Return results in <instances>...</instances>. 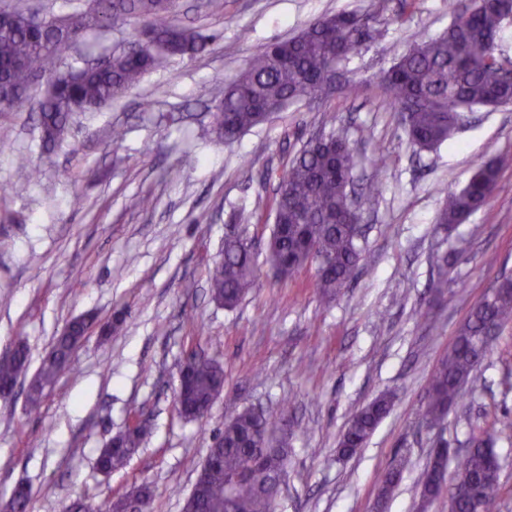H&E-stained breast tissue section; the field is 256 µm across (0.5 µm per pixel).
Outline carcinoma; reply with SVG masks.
<instances>
[{
    "label": "carcinoma",
    "instance_id": "cac0c4a2",
    "mask_svg": "<svg viewBox=\"0 0 512 512\" xmlns=\"http://www.w3.org/2000/svg\"><path fill=\"white\" fill-rule=\"evenodd\" d=\"M170 0H92V5L62 17L38 18L19 7L0 9V112H10L34 78L53 67L66 48L87 30L112 23L125 14L140 17L151 31L167 34L164 23ZM453 16L440 36L413 41L376 82L386 105L399 115L410 145L433 150L448 140L464 119L479 107L512 104V86L501 79V60L512 27V0H472L460 9L448 0ZM381 20L371 12L338 11L312 21L290 39H274L246 62L241 72L224 85V99L210 113L218 137L233 140L265 121L268 112L307 99L324 101L347 82L346 65L356 55L363 37L375 39ZM185 37L170 53L153 54L135 44L112 57L104 69H85L79 76L60 72L49 84L37 110L42 141H62L74 115L105 108L137 84L149 70L176 56L193 57L205 48V36L186 29ZM355 159L342 133L330 130L312 136L291 160L267 207L279 231L268 246L267 262L288 276L316 265L314 288L332 298L350 282L359 262L358 237L352 224L355 204L351 184ZM500 165L496 160L478 164L466 184L444 192L437 223L451 230L484 208L495 188ZM257 266L251 241L244 236L224 240V251L208 271L214 302L226 308L237 305L254 286ZM97 321L83 315L56 337L34 376L29 406H39L43 390L66 368L70 355ZM512 323V280L491 288L471 309L455 336V343L436 369L430 383L424 420L442 427L461 391L478 370L474 352L483 336L498 333ZM30 366L24 342L0 362V386L11 388L26 376ZM186 383L177 394L178 412L198 420L220 394L224 369L212 360L191 364L183 373ZM393 396L382 394L356 412L341 435L339 453L352 456L362 448L390 412ZM280 417L244 409L231 415L215 437L209 455L218 459L211 469L198 472L196 494L186 498L184 512H275L274 496L287 472L288 449L268 447L265 435ZM145 425L132 422L120 437L122 447L107 442L98 456L101 469L123 467L146 436ZM491 433L471 437V450L458 462L456 478L462 495L448 501L450 512H489L500 489L501 463ZM405 461L394 460L382 475L379 498L387 500L397 487ZM68 512H120V501L102 504L89 496L77 498Z\"/></svg>",
    "mask_w": 512,
    "mask_h": 512
}]
</instances>
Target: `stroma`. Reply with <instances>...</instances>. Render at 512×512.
<instances>
[{"mask_svg":"<svg viewBox=\"0 0 512 512\" xmlns=\"http://www.w3.org/2000/svg\"><path fill=\"white\" fill-rule=\"evenodd\" d=\"M341 10L374 12L384 23L382 37L351 59L350 85L327 103H294L218 141L208 114L225 81L269 40ZM167 21L208 35L205 49L150 70L108 109L76 116L58 145H43L36 120L47 77L0 114V356L23 341L35 370L72 319L124 317L108 340L87 336L37 411L28 409L25 379L0 402V504L20 482L33 490L32 512H65L84 495L110 501L145 484L151 512H182L228 416L284 407L290 464L276 512H375L379 478L400 456L406 466L386 512H448L444 494L421 505L434 439L421 413L471 307L512 278V106L467 113L450 140L419 151L383 103L375 74L411 38L448 28V0H175ZM141 29L124 15L87 30L62 66L126 50ZM146 97L147 112L139 107ZM322 128L347 134L357 183L382 185L362 210L354 278L328 301L314 291V267L280 278L262 263L234 308L213 302L207 273L225 236L246 234L264 256L274 216L256 213L255 202L275 194L290 160ZM20 154L37 178L17 168ZM379 157L384 167H375ZM491 159L503 162L491 202L444 231L436 222L443 190L460 189ZM145 197L151 207L141 206ZM438 255L448 269L436 292ZM194 353L223 365L224 388L204 419L189 422L175 393L179 367ZM509 382L512 325L450 410L443 435L451 447L512 418ZM384 392L395 396L389 414L364 448L340 457L351 416ZM135 411L151 436L125 468L100 471L101 448Z\"/></svg>","mask_w":512,"mask_h":512,"instance_id":"obj_1","label":"stroma"}]
</instances>
